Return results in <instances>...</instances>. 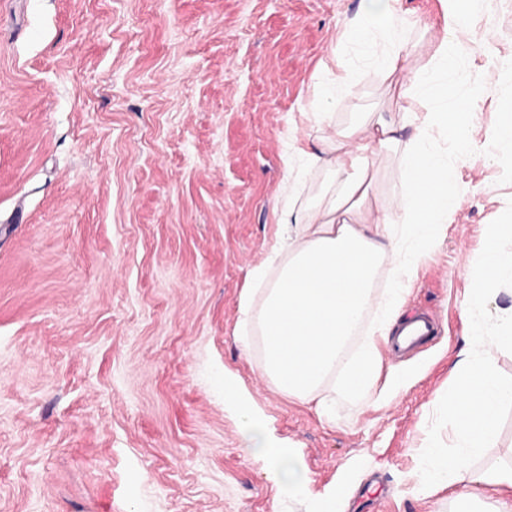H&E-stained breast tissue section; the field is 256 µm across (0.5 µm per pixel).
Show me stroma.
<instances>
[{
  "mask_svg": "<svg viewBox=\"0 0 512 512\" xmlns=\"http://www.w3.org/2000/svg\"><path fill=\"white\" fill-rule=\"evenodd\" d=\"M361 0H0V512H487L493 492L423 490L420 450L448 445L466 289L486 234L512 225V168L454 158L462 207L405 283L402 312L434 316L414 350L381 349L388 403L284 397L236 337L250 269L275 239L290 181L331 183L289 159L317 149L305 114L322 60L348 58ZM419 20L416 60L441 36ZM465 59L481 145L512 119V0L474 22ZM385 102L372 76L337 123ZM234 373L311 479L294 497L245 448L224 404Z\"/></svg>",
  "mask_w": 512,
  "mask_h": 512,
  "instance_id": "1",
  "label": "stroma"
}]
</instances>
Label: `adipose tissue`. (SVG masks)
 Segmentation results:
<instances>
[{
  "label": "adipose tissue",
  "instance_id": "obj_1",
  "mask_svg": "<svg viewBox=\"0 0 512 512\" xmlns=\"http://www.w3.org/2000/svg\"><path fill=\"white\" fill-rule=\"evenodd\" d=\"M440 2L442 35L429 67L419 69L412 24L400 17L399 0H362L353 56L341 66L332 59L322 62L313 90L311 116L322 132V146L306 158L331 173L335 190L315 204H291L281 211L277 242L253 267V286L241 295L238 339L246 351L258 352L262 377L286 397L315 403L329 422L334 401L322 394L324 382L337 378L341 394L368 404L378 387L380 347L388 343L403 304L400 279L461 208L451 190L455 164L448 153L433 148L434 132L443 133L459 152L479 147L469 120L475 107L472 76L462 65L478 0ZM372 74L393 92L404 123L364 112L349 125L336 124L332 103L354 95L356 79ZM408 125L414 134L407 139L403 130ZM383 151L403 154L402 179L388 198L376 190L374 160ZM506 238H512V225L491 227L481 279L465 294L470 338L448 393L453 443L422 448L420 480L428 489L465 482L474 490H512V466L479 473L470 469L472 460L497 444L500 409L512 403V384L503 383L492 364L496 351L512 349V305L494 318L486 308L487 298L512 282V261L501 249ZM385 267L393 279L388 313L368 324L364 317L376 301L373 282ZM224 403L240 410L246 446L269 480L291 495H304L309 477L298 452L274 445L246 391L229 375Z\"/></svg>",
  "mask_w": 512,
  "mask_h": 512
}]
</instances>
